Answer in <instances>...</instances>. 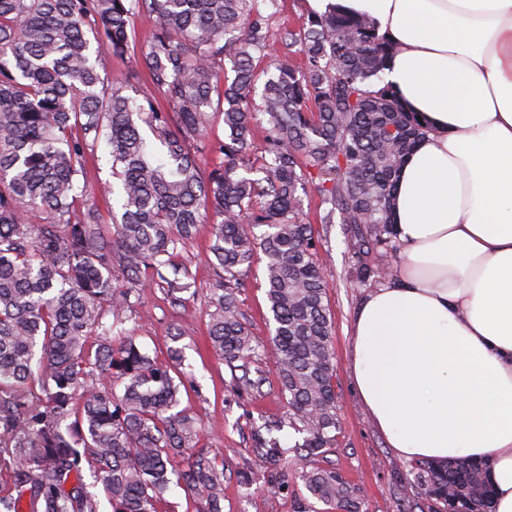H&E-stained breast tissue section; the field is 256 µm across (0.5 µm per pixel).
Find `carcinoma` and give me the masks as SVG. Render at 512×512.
<instances>
[{
    "mask_svg": "<svg viewBox=\"0 0 512 512\" xmlns=\"http://www.w3.org/2000/svg\"><path fill=\"white\" fill-rule=\"evenodd\" d=\"M279 0H0V512H100L85 472L102 477L111 512H158L172 482L222 512L224 467L204 452L186 468L171 457L198 443L179 409L182 382L124 327L142 276L182 302L175 263L209 224L216 280L207 301L211 347L232 364L255 356L234 290L257 253L266 258L275 373L288 427L306 433L300 460L324 457L339 429L326 280L297 191L311 182L331 204L322 223L355 227L354 247L391 246V200L406 156L424 136L383 74L395 46L373 23L340 9L309 13L304 30H272ZM155 18L141 62L144 102L107 89L97 56L127 53L132 20ZM282 54L255 101L262 60ZM232 80L221 79L224 61ZM225 138L198 161L209 109ZM264 146L251 139L255 114ZM162 146H148L143 127ZM106 135L117 179L112 228L80 183ZM96 337L97 348L88 346ZM275 465L278 438L253 435ZM426 512L448 498L485 512L482 469L466 457L416 462ZM300 478L325 512H363L334 468Z\"/></svg>",
    "mask_w": 512,
    "mask_h": 512,
    "instance_id": "obj_1",
    "label": "carcinoma"
}]
</instances>
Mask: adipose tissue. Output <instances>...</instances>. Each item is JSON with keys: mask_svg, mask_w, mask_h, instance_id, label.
<instances>
[{"mask_svg": "<svg viewBox=\"0 0 512 512\" xmlns=\"http://www.w3.org/2000/svg\"><path fill=\"white\" fill-rule=\"evenodd\" d=\"M371 19L427 134L400 172L393 274L351 325L354 389L406 461L479 463L512 512V0H307Z\"/></svg>", "mask_w": 512, "mask_h": 512, "instance_id": "adipose-tissue-1", "label": "adipose tissue"}]
</instances>
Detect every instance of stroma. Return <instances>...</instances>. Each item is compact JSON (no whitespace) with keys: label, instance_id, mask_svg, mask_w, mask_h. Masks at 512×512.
Masks as SVG:
<instances>
[{"label":"stroma","instance_id":"1","mask_svg":"<svg viewBox=\"0 0 512 512\" xmlns=\"http://www.w3.org/2000/svg\"><path fill=\"white\" fill-rule=\"evenodd\" d=\"M133 29L129 54H102L97 70L105 87L123 88L126 94L137 98L144 81L134 76V59L151 42L155 23L152 18L138 16L133 20ZM301 198L303 219L311 224L318 241L317 260L328 282L325 302L333 322L340 428L323 464L336 468L346 478L367 512H420L422 501L413 494L411 464L395 455L372 423L354 391L349 366L353 316L364 295L378 285L379 278L361 276L349 225L323 223L327 205L315 185H307ZM210 239V225H199L194 240L179 258L189 272L190 283L182 295V304L171 307L161 287L145 281L140 303L129 311L126 326L138 344L159 361H167L170 347L182 348L185 391L181 407L196 418L201 428L199 448L224 463L223 512H323V504L311 497L298 477L302 464L293 447L302 441L301 433L286 427L279 434L285 454L275 468L288 480L284 492L267 490L265 480L273 467L254 450V428L281 420L288 413L287 399L269 360L273 324L266 299V259L261 254L256 256L244 271V286L237 294L257 356L247 368L233 367L214 353L207 334L206 300L214 281ZM245 374L259 380V387L240 384L239 379ZM243 470L251 472V485L241 483L239 473Z\"/></svg>","mask_w":512,"mask_h":512}]
</instances>
